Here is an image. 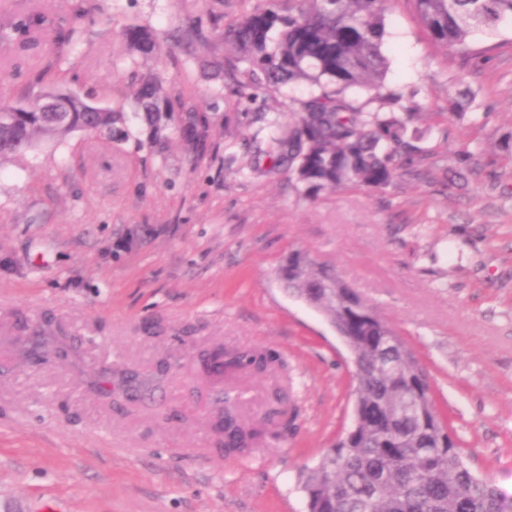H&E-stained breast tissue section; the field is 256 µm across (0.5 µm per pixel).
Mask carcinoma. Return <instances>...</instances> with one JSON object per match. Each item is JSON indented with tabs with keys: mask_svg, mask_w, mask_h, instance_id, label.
I'll return each mask as SVG.
<instances>
[{
	"mask_svg": "<svg viewBox=\"0 0 512 512\" xmlns=\"http://www.w3.org/2000/svg\"><path fill=\"white\" fill-rule=\"evenodd\" d=\"M430 40L467 60L484 57L481 36L496 35L512 22V0H410ZM388 0H265L224 30L247 85L271 91L306 83L313 92L284 132L274 123L256 146L277 169L287 165L299 192L315 198L339 188L382 189L397 171L427 156L426 132L415 126L422 109L417 93L389 87L384 54ZM41 16L0 23V43L24 47ZM123 35L132 51L150 56L160 48L152 32L130 26ZM63 70L38 73L44 90L30 101L0 103V166L41 142L62 144L77 131L105 133L120 141L122 112L88 97L64 92ZM365 90L373 107L353 104L348 94ZM134 96L156 141L160 121L171 117V95L153 77L135 84ZM58 111H41L42 100ZM192 152L204 149L207 118L188 112L180 128ZM278 279L346 336L350 358L362 374L355 393L356 424L337 439L301 477L307 512H504L502 492L463 460L457 437L432 398L426 372L398 333L336 271L292 253ZM274 358L253 351L209 353L204 367L233 372L263 368ZM236 398L217 399L216 430L224 448L244 453L266 430L240 421Z\"/></svg>",
	"mask_w": 512,
	"mask_h": 512,
	"instance_id": "cac0c4a2",
	"label": "carcinoma"
}]
</instances>
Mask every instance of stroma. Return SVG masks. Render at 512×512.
<instances>
[{
    "instance_id": "stroma-1",
    "label": "stroma",
    "mask_w": 512,
    "mask_h": 512,
    "mask_svg": "<svg viewBox=\"0 0 512 512\" xmlns=\"http://www.w3.org/2000/svg\"><path fill=\"white\" fill-rule=\"evenodd\" d=\"M260 2L0 0V18L44 16L27 50L0 46V100L39 94L38 71L57 61L70 92L123 108L130 133L76 132L0 166V512H305L300 472L351 423L352 366L325 317L277 279L295 251L335 266L399 331L461 454L512 512V163L453 178L464 147L512 137V27L482 39L473 64L391 0L386 83L416 92L432 154L385 189L310 200L290 172L256 171L253 143L268 122L289 124L309 88L253 100L230 72L224 30ZM129 25L150 28L160 54H133ZM70 27L82 39L69 54L54 35ZM143 75L207 115L203 152L170 128L152 144L134 116ZM466 92L482 120L449 109ZM41 330L68 359L26 356ZM219 347L288 368L207 374ZM125 375L152 391L129 399ZM227 390L249 424L297 405L295 431L225 455L212 425Z\"/></svg>"
}]
</instances>
